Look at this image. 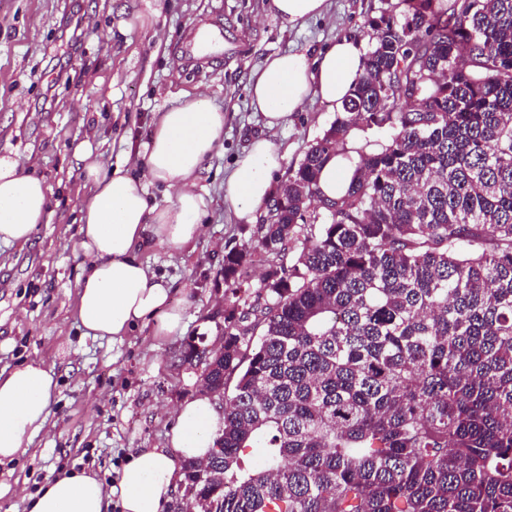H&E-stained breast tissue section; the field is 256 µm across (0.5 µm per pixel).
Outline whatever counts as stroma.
Here are the masks:
<instances>
[{
  "label": "stroma",
  "instance_id": "35a3bbf8",
  "mask_svg": "<svg viewBox=\"0 0 512 512\" xmlns=\"http://www.w3.org/2000/svg\"><path fill=\"white\" fill-rule=\"evenodd\" d=\"M402 19L398 0H328L327 13L288 27L268 0H0V157L34 158L52 189L50 217L25 244L0 248V370L42 360L56 374L45 428L0 465V512H27L26 493L65 471L104 487L127 457L165 440L176 405L200 394L189 345L219 347L224 334V255L255 246L256 227L232 218L224 182L259 134L284 154L282 185L337 116L314 98L275 129L249 105L250 74L271 54L315 52L346 37L370 49L368 23ZM217 25L223 53L192 58L193 31ZM206 91L224 112L222 148L198 187L209 201L203 234L182 249L141 258L168 281L183 330L158 344L154 325L117 340L85 336L75 318L79 203L87 190L73 142L91 138L105 169L149 138L159 112Z\"/></svg>",
  "mask_w": 512,
  "mask_h": 512
}]
</instances>
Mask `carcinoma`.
<instances>
[{"label":"carcinoma","instance_id":"1","mask_svg":"<svg viewBox=\"0 0 512 512\" xmlns=\"http://www.w3.org/2000/svg\"><path fill=\"white\" fill-rule=\"evenodd\" d=\"M341 116L224 254V426L171 512H512V0H401ZM347 193L318 195L351 130Z\"/></svg>","mask_w":512,"mask_h":512}]
</instances>
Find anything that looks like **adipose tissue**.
<instances>
[{"label": "adipose tissue", "instance_id": "1", "mask_svg": "<svg viewBox=\"0 0 512 512\" xmlns=\"http://www.w3.org/2000/svg\"><path fill=\"white\" fill-rule=\"evenodd\" d=\"M362 69L361 46L347 38L314 55L276 53L252 72L250 103L272 129L312 97L343 106ZM223 135V111L200 92L159 113L142 152L127 156V165L144 166L149 180L119 169L104 172L90 140L76 146L90 185L89 196L80 202L76 282V317L84 335L113 339L148 323L161 338L181 330L183 311L172 302L171 286L144 265L140 251L149 243L179 249L202 234L208 201L197 177L205 160L221 148ZM362 142L361 131L352 130L345 151L326 160L318 180L322 197L335 199L348 190ZM283 161L271 140L252 139L224 184V202L238 221L253 223L269 204ZM35 168L32 162L0 158V246L27 243L49 219L50 189ZM151 180L171 189L165 203L150 202ZM56 385L53 369L39 361L0 371V463L15 460L44 429ZM221 420L208 397L183 402L166 440L130 455L112 490L90 474L73 471L46 480L30 494L28 512H108L114 501L122 512H162L185 464L207 458Z\"/></svg>", "mask_w": 512, "mask_h": 512}]
</instances>
